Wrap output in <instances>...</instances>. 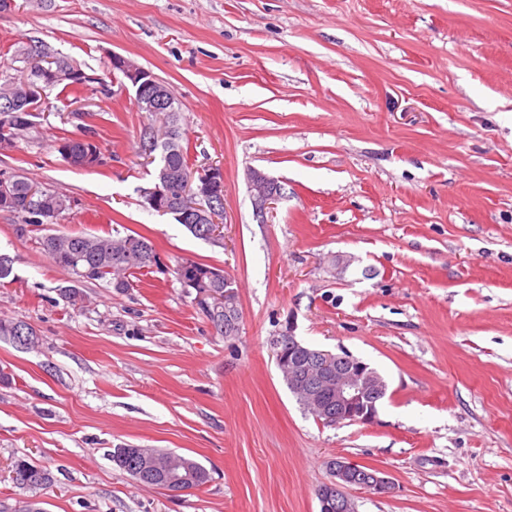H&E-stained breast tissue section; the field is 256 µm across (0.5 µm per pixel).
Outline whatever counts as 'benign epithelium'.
<instances>
[{"mask_svg": "<svg viewBox=\"0 0 512 512\" xmlns=\"http://www.w3.org/2000/svg\"><path fill=\"white\" fill-rule=\"evenodd\" d=\"M24 65L17 67L19 75L12 78L13 112L39 111L45 100L48 87L64 81L78 82L85 73L78 68H62L55 65V58L48 52L38 56H24ZM112 66L121 70L124 77L135 89V101L139 111L154 112L164 100L168 88L157 78L131 59L114 53ZM179 200L193 199L188 212L195 215V221L208 225L204 236L209 241L220 243L224 240V224L218 213L224 208V169L209 165L208 176L202 180L182 178ZM254 190L253 202L256 215H274L277 203L282 198V185L279 181L262 173L251 177ZM274 353L278 368L288 372L299 389L303 390L308 402L319 409L325 422L331 419H345L352 423L370 425L377 419L378 408L372 397L381 396L386 391V383L369 365L346 354L336 356L329 352L311 351L301 355L296 347V337L292 331L285 332V339H277ZM142 456L141 474H150L163 479L171 487V493L178 495L187 491L191 484V471L183 464L168 463L159 465L153 456L141 449H135ZM358 485L375 495H386L395 489L394 483L381 470L368 468L365 480H358L354 465L336 460V468L331 481L318 490L319 512H353L354 504L349 497L351 487Z\"/></svg>", "mask_w": 512, "mask_h": 512, "instance_id": "obj_1", "label": "benign epithelium"}]
</instances>
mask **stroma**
Masks as SVG:
<instances>
[{
	"label": "stroma",
	"mask_w": 512,
	"mask_h": 512,
	"mask_svg": "<svg viewBox=\"0 0 512 512\" xmlns=\"http://www.w3.org/2000/svg\"><path fill=\"white\" fill-rule=\"evenodd\" d=\"M38 45L96 83L49 92L34 125L0 144L20 174L71 207L68 234L137 233L161 264L118 291L80 284L0 210V512H319L330 459L384 471L395 493L350 491L357 512H512V0H15L0 55ZM121 54L181 103L196 169L224 168V244L146 204L157 166L109 58ZM103 161L71 166L62 137ZM279 180L269 222L249 179ZM236 282V335L217 333L174 268ZM349 352L386 380L371 425L327 426L276 366L285 330ZM189 456L211 479L173 495L141 485L113 448ZM26 458L53 481L29 492ZM74 142H78V143H73V144H69L68 143L71 141L67 138H63V139H60L57 143H56V150L57 152L60 154V156L67 162L71 163L69 161V157L72 156V155H75L76 153H81L85 156H92V154L94 152H96L97 150V147L90 144V143H85V144H81L82 142H93V143H96L97 142L91 137V136H84V137H76V138H73L72 139ZM69 149V151H67L66 149ZM13 481L24 490H34L46 486L51 482V473L43 465L31 463L24 458H19L13 466Z\"/></svg>",
	"instance_id": "obj_1"
}]
</instances>
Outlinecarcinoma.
<instances>
[{"mask_svg": "<svg viewBox=\"0 0 512 512\" xmlns=\"http://www.w3.org/2000/svg\"><path fill=\"white\" fill-rule=\"evenodd\" d=\"M33 114L29 112H3L0 110V143L13 141V136L28 130ZM56 150L64 160L81 153L90 156L97 147L90 143H69L63 138L56 143ZM160 168L179 170L191 174L197 179L206 176L207 169L197 173L193 171L188 160V149L180 141L162 147ZM10 190L0 197V210L17 214L22 217L24 224L32 227H43L56 223L63 212L69 209V199L60 193H49L40 189L36 184L24 177L14 176L8 179ZM41 245L45 254L52 262L72 275L74 282L99 281L107 279L113 287L123 290L130 286L129 277L144 268L159 264V257L153 244L145 237L137 234H127L121 237L86 235V234H46L41 237ZM179 267L189 271L193 284L184 282L182 275L177 279L182 287H192L195 294L202 296L200 303L215 329L224 333L228 317L224 315V306H208V292L213 288H224V278L216 277L218 267L209 264L185 261ZM29 336L37 332L23 321L0 319V336L14 337L18 331ZM152 455L161 459L174 458L190 464L195 473L191 488H199L209 482L208 471L196 460L175 452L151 449ZM112 461L123 471L130 474L145 486H162L153 478L141 477L135 473V459L124 454L123 448H115L111 454ZM13 481L24 490L41 488L51 482V473L43 465L31 463L19 458L13 466Z\"/></svg>", "mask_w": 512, "mask_h": 512, "instance_id": "obj_1", "label": "carcinoma"}]
</instances>
